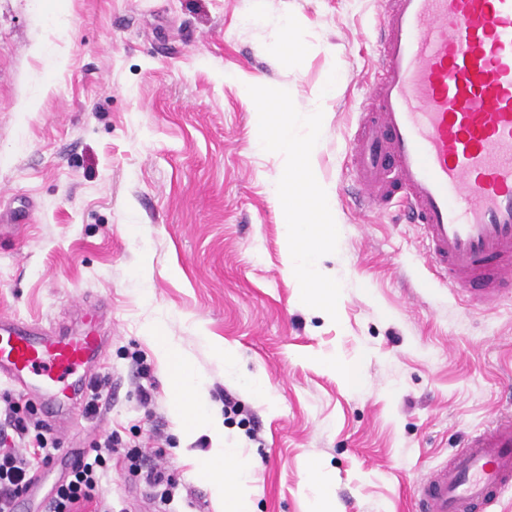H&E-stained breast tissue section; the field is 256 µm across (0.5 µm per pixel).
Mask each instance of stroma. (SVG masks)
<instances>
[{"mask_svg": "<svg viewBox=\"0 0 512 512\" xmlns=\"http://www.w3.org/2000/svg\"><path fill=\"white\" fill-rule=\"evenodd\" d=\"M0 0V316L107 338L101 414L56 424L62 447L163 431L177 483L170 512H221L199 478L214 446L171 411L161 330L194 362L224 444L251 463L253 512H308V468L338 512H413L411 487L465 433L512 410V303L463 302L436 278L421 230L396 205L359 213L348 149L378 64L385 0ZM301 19L304 51L278 63L275 18ZM337 69L316 157L340 238L321 265L343 288L337 319L304 305L271 195L275 157L252 147L251 106L228 73L287 90L298 110ZM236 350L228 374L216 350ZM359 365L349 387L325 361ZM154 406L137 392L139 370ZM262 378L275 409L247 388ZM232 394L238 413H225ZM67 458L38 468L20 512H47ZM99 494L114 512H156L113 455Z\"/></svg>", "mask_w": 512, "mask_h": 512, "instance_id": "35a3bbf8", "label": "stroma"}]
</instances>
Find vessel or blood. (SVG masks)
Here are the masks:
<instances>
[{
	"label": "vessel or blood",
	"mask_w": 512,
	"mask_h": 512,
	"mask_svg": "<svg viewBox=\"0 0 512 512\" xmlns=\"http://www.w3.org/2000/svg\"><path fill=\"white\" fill-rule=\"evenodd\" d=\"M379 65L349 155L358 210L395 200L426 263L470 302L512 300V0H388ZM95 324L48 335L0 317V377L54 414L88 393ZM512 494V411L468 433L412 489L418 512H470Z\"/></svg>",
	"instance_id": "vessel-or-blood-1"
}]
</instances>
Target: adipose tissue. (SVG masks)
<instances>
[{
	"mask_svg": "<svg viewBox=\"0 0 512 512\" xmlns=\"http://www.w3.org/2000/svg\"><path fill=\"white\" fill-rule=\"evenodd\" d=\"M159 352L176 374L169 384L174 393L173 408L181 418L185 431L209 429L215 446L203 462L199 474L213 497L224 505V512H252L248 486L249 463L234 449L224 445V426L206 402V394L193 363L182 355L166 337H159Z\"/></svg>",
	"mask_w": 512,
	"mask_h": 512,
	"instance_id": "1",
	"label": "adipose tissue"
}]
</instances>
